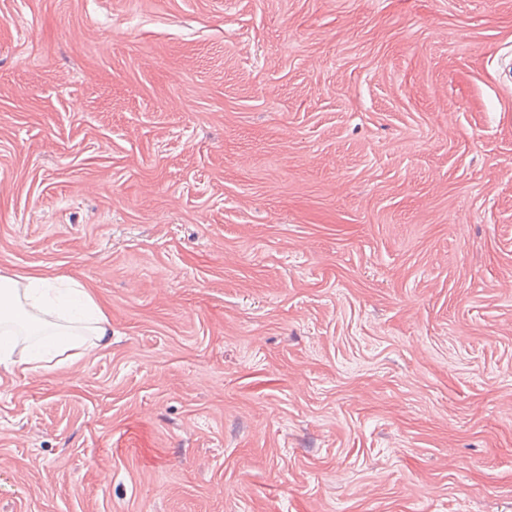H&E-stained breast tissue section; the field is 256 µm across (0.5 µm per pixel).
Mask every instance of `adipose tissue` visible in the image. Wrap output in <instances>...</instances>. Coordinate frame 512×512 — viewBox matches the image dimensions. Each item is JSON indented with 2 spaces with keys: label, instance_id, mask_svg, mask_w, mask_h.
Instances as JSON below:
<instances>
[{
  "label": "adipose tissue",
  "instance_id": "ef3b65f1",
  "mask_svg": "<svg viewBox=\"0 0 512 512\" xmlns=\"http://www.w3.org/2000/svg\"><path fill=\"white\" fill-rule=\"evenodd\" d=\"M111 342V321L80 282L61 293L48 276L0 274L1 367L37 373L65 352L86 358Z\"/></svg>",
  "mask_w": 512,
  "mask_h": 512
}]
</instances>
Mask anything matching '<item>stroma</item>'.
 <instances>
[{"instance_id": "35a3bbf8", "label": "stroma", "mask_w": 512, "mask_h": 512, "mask_svg": "<svg viewBox=\"0 0 512 512\" xmlns=\"http://www.w3.org/2000/svg\"><path fill=\"white\" fill-rule=\"evenodd\" d=\"M0 512H512V0H0ZM56 278L0 274V366L39 373L69 356L86 358L112 343V323L94 295L76 280L63 288L73 309L60 304ZM38 337L19 347L16 336ZM57 358L56 363L51 362Z\"/></svg>"}]
</instances>
